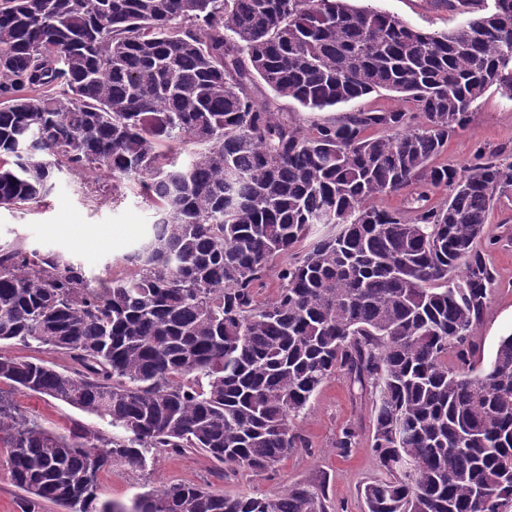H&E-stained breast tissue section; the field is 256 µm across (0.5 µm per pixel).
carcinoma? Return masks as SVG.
I'll return each mask as SVG.
<instances>
[{"mask_svg": "<svg viewBox=\"0 0 512 512\" xmlns=\"http://www.w3.org/2000/svg\"><path fill=\"white\" fill-rule=\"evenodd\" d=\"M475 2L448 0L464 20L435 33L352 0H0V209H39L67 171L103 199L130 184L155 214L97 287L67 253L0 244V341L71 360L0 356V382L107 424L57 434L0 394L24 512H325L311 484H175L128 511L97 505L98 476L188 449L268 470L338 371L379 392L368 512L512 504V334L484 364L465 357L495 282L478 242L512 163L434 164L489 90L512 100V0ZM380 90L407 107L306 129L278 104ZM389 194L407 212L374 204ZM0 355L23 360L38 358L58 368H67L71 364L65 354L38 349L35 345L28 346L16 341H2L0 343Z\"/></svg>", "mask_w": 512, "mask_h": 512, "instance_id": "obj_1", "label": "carcinoma"}]
</instances>
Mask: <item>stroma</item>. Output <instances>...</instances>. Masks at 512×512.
I'll use <instances>...</instances> for the list:
<instances>
[{
  "label": "stroma",
  "mask_w": 512,
  "mask_h": 512,
  "mask_svg": "<svg viewBox=\"0 0 512 512\" xmlns=\"http://www.w3.org/2000/svg\"><path fill=\"white\" fill-rule=\"evenodd\" d=\"M357 4L436 32L453 29L462 20L461 14L449 9L448 0H357ZM480 151L497 152L512 161V100L492 90L479 101L464 128L449 138L439 161L458 167ZM153 221L152 207L133 190H126L115 202L92 201L84 196L79 178L63 172L46 207L0 209V240L22 237L41 250L69 253L97 278L106 263L120 259ZM480 247L496 282L473 330L470 360L475 365L488 360L501 337L512 333V189L496 193ZM12 399L61 434L77 424L102 425L97 417L44 395L16 393ZM375 400V394H360L344 372H336L312 397L306 414L293 422L305 447L289 450L273 469L256 472L239 467L228 473L203 451L162 453L144 466L114 463L99 477V501L129 508L137 497L173 484L243 496L312 483L324 486L327 512H367L364 488L382 476L371 450ZM347 426L356 428L358 437L355 447L343 454L336 438Z\"/></svg>",
  "instance_id": "35a3bbf8"
}]
</instances>
